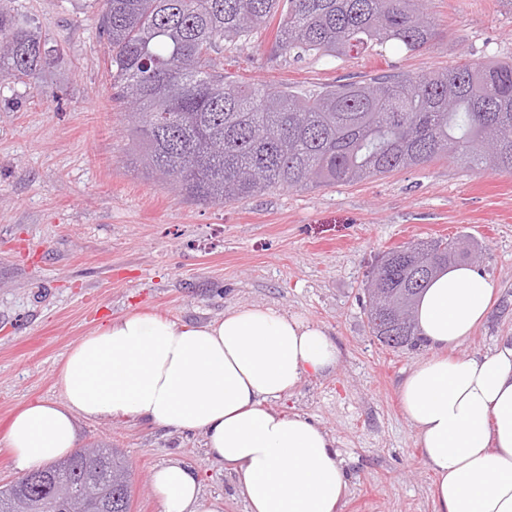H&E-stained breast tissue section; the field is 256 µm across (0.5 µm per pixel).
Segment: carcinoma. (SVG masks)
Masks as SVG:
<instances>
[{"mask_svg": "<svg viewBox=\"0 0 512 512\" xmlns=\"http://www.w3.org/2000/svg\"><path fill=\"white\" fill-rule=\"evenodd\" d=\"M424 0H104L99 33L109 81L128 104V130L146 177L208 204L276 190L383 177L446 156L512 173V59L462 63L433 75L379 74L308 94L241 85L224 76V44L246 46L279 18L270 57L346 56L393 41L420 52L441 39ZM46 54L35 31L0 9V79L39 78ZM479 260L460 241L434 239L385 252L369 272L366 315L394 350L419 338L415 308L441 268ZM38 467L0 488V512L83 484L99 512H129L131 472L117 450Z\"/></svg>", "mask_w": 512, "mask_h": 512, "instance_id": "carcinoma-1", "label": "carcinoma"}]
</instances>
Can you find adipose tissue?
<instances>
[{
  "label": "adipose tissue",
  "mask_w": 512,
  "mask_h": 512,
  "mask_svg": "<svg viewBox=\"0 0 512 512\" xmlns=\"http://www.w3.org/2000/svg\"><path fill=\"white\" fill-rule=\"evenodd\" d=\"M493 295L487 276L457 266L418 302V330L435 354L408 373L400 400L437 476L435 512H512V339L463 360L444 356L483 324ZM339 357L322 327L271 306L240 305L202 324L131 312L74 346L57 376L60 399L19 411L1 438L26 472L70 455L81 418L199 432L248 512H340L349 481L334 438L269 406ZM152 483L162 512H224L180 460L159 467Z\"/></svg>",
  "instance_id": "ef3b65f1"
}]
</instances>
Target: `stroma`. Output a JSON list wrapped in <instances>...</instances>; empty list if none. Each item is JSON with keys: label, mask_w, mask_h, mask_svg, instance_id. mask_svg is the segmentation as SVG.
<instances>
[{"label": "stroma", "mask_w": 512, "mask_h": 512, "mask_svg": "<svg viewBox=\"0 0 512 512\" xmlns=\"http://www.w3.org/2000/svg\"><path fill=\"white\" fill-rule=\"evenodd\" d=\"M103 0H0L37 30L50 62L38 86L0 82V485L18 472L3 435L38 400H56L68 351L131 311L178 323L246 304L300 314L336 341L340 359L272 409L307 416L336 441L350 476L341 512H435L436 477L399 388L429 346L393 351L371 335L363 288L383 251L458 238L482 252L495 288L486 321L449 350L493 351L512 336V173L442 158L361 183L280 190L226 204L192 200L133 162L123 107L111 99ZM444 36L409 53L387 43L340 58L270 61L261 41L225 45L237 82L310 92L349 76L429 74L512 56V0H427ZM79 443L121 452L134 473L131 512H162L151 476L177 458L224 512H246L235 480L201 434L130 418L83 420Z\"/></svg>", "instance_id": "obj_1"}]
</instances>
